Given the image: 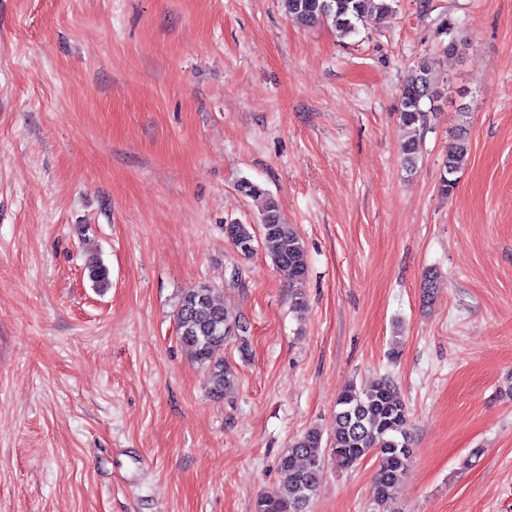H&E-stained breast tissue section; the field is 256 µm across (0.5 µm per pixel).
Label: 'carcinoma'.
I'll return each mask as SVG.
<instances>
[{"label": "carcinoma", "instance_id": "carcinoma-1", "mask_svg": "<svg viewBox=\"0 0 512 512\" xmlns=\"http://www.w3.org/2000/svg\"><path fill=\"white\" fill-rule=\"evenodd\" d=\"M286 2L288 14L303 23L330 20L340 35L349 36L392 14L396 0ZM437 64L434 54L422 58L411 68L400 90L397 112L403 131L401 155L409 172L416 168L421 134L436 114L434 108L425 107V101H433L436 95L432 75ZM469 151L468 129L463 121L455 129L441 163V194L446 196L455 188ZM240 189L260 202L261 243L273 267L293 288L294 304L304 306L308 256L297 228L285 221L277 201L260 185L244 180ZM225 234L242 255L255 251L256 236L251 225L233 223ZM85 270L93 287L109 288V270L100 260H90ZM175 318L181 343L206 373L211 397L229 398L236 389L237 377L224 359V346L235 340L241 355L248 354L249 332L244 329V317L216 300L213 288L201 285L182 292ZM407 415L404 400L390 378H381L369 387L349 385L336 400L329 433L310 427L292 441L278 462L277 487L257 499L254 512H310L329 459L339 460L347 470L368 459L374 461L375 501L379 507L385 505L404 483L412 462L413 448L404 428Z\"/></svg>", "mask_w": 512, "mask_h": 512}]
</instances>
